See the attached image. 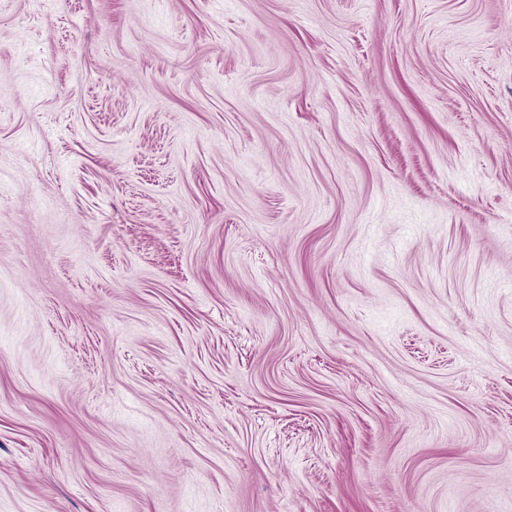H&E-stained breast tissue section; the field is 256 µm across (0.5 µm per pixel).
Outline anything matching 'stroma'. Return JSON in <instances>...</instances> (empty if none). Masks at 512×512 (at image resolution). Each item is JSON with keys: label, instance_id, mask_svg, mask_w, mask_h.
<instances>
[{"label": "stroma", "instance_id": "stroma-1", "mask_svg": "<svg viewBox=\"0 0 512 512\" xmlns=\"http://www.w3.org/2000/svg\"><path fill=\"white\" fill-rule=\"evenodd\" d=\"M0 512H512V0H0Z\"/></svg>", "mask_w": 512, "mask_h": 512}]
</instances>
